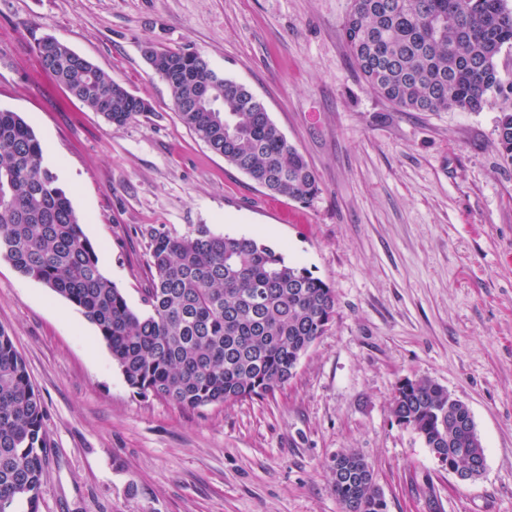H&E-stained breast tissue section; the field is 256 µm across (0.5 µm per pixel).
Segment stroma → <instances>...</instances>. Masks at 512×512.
<instances>
[{
    "instance_id": "35a3bbf8",
    "label": "stroma",
    "mask_w": 512,
    "mask_h": 512,
    "mask_svg": "<svg viewBox=\"0 0 512 512\" xmlns=\"http://www.w3.org/2000/svg\"><path fill=\"white\" fill-rule=\"evenodd\" d=\"M351 0H0V109L20 113L83 219L105 277L143 311L145 228L252 237L335 295L327 331L273 394L189 410L127 385L97 328L0 260V329L44 404L39 512H341L352 448L387 512H512V164L502 101L405 112L343 36ZM54 36L150 107L117 127L44 73ZM201 52L245 84L315 169L307 205L273 197L179 120L143 41ZM428 378L470 409L486 467L459 481L391 410Z\"/></svg>"
}]
</instances>
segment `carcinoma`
Masks as SVG:
<instances>
[{
    "label": "carcinoma",
    "instance_id": "1",
    "mask_svg": "<svg viewBox=\"0 0 512 512\" xmlns=\"http://www.w3.org/2000/svg\"><path fill=\"white\" fill-rule=\"evenodd\" d=\"M343 35L367 86L401 109L478 112L490 96L512 100V83L504 85L497 68L503 48H512L508 0H352ZM144 45L180 121L200 141L270 193L313 201L315 171L247 86L217 79L199 51ZM35 52L43 71L113 125L149 110L59 39H37ZM496 148L512 163V104L500 111ZM145 233L149 311L139 313L102 273L33 128L0 109V260L95 325L130 388L199 409L287 384L333 318L332 288L254 238L216 234L206 224L179 235L154 227ZM392 413L454 469L486 460L469 408L444 386L428 378L398 384ZM43 418L26 364L0 329V512H16L21 501L38 512L49 456ZM330 471L341 509L386 512L362 454L337 453Z\"/></svg>",
    "mask_w": 512,
    "mask_h": 512
}]
</instances>
